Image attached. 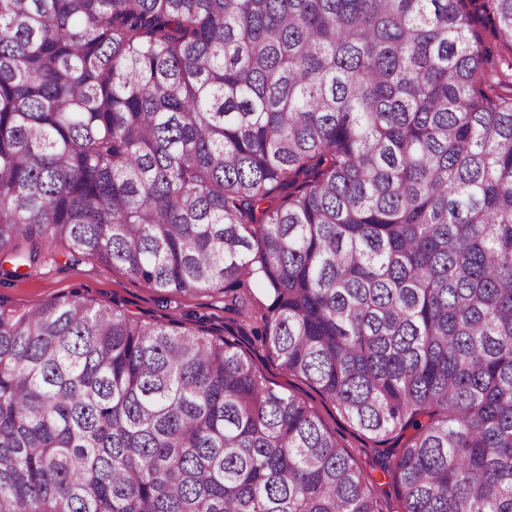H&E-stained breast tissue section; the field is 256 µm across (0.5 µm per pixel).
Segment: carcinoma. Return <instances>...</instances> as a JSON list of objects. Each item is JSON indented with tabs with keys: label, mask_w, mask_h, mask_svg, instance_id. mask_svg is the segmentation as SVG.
I'll return each mask as SVG.
<instances>
[{
	"label": "carcinoma",
	"mask_w": 512,
	"mask_h": 512,
	"mask_svg": "<svg viewBox=\"0 0 512 512\" xmlns=\"http://www.w3.org/2000/svg\"><path fill=\"white\" fill-rule=\"evenodd\" d=\"M472 4L0 0V254L260 282L280 367L403 440L401 512H512V95ZM0 512L383 510L234 343L75 293L0 299Z\"/></svg>",
	"instance_id": "carcinoma-1"
}]
</instances>
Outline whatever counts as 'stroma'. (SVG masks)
Wrapping results in <instances>:
<instances>
[{"mask_svg": "<svg viewBox=\"0 0 512 512\" xmlns=\"http://www.w3.org/2000/svg\"><path fill=\"white\" fill-rule=\"evenodd\" d=\"M15 267L10 257L0 258V298L15 307H34L77 291L96 302L116 305L145 322L175 317L187 326H205L213 334L236 343L271 385L294 394L320 417L358 460L363 472L376 479L374 491L385 500L388 512H398L395 486L383 480L380 465L393 460L400 441L391 439L379 444L369 439L344 420L334 403L316 388L279 367L257 335L255 318L268 302L267 293L258 282L244 283L225 296L165 297L125 271L82 253L57 254L27 269L22 276L16 274Z\"/></svg>", "mask_w": 512, "mask_h": 512, "instance_id": "1", "label": "stroma"}]
</instances>
